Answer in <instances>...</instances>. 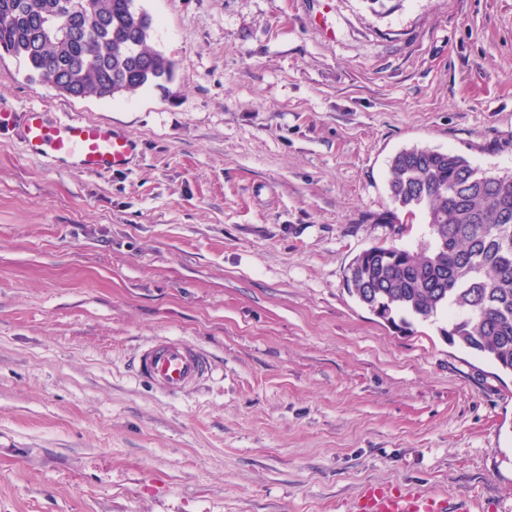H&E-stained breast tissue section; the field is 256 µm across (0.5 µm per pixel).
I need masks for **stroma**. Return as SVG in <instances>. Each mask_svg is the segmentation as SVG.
I'll use <instances>...</instances> for the list:
<instances>
[{"mask_svg":"<svg viewBox=\"0 0 512 512\" xmlns=\"http://www.w3.org/2000/svg\"><path fill=\"white\" fill-rule=\"evenodd\" d=\"M142 4L163 86L72 98L0 52V512H351L371 483L512 512V375L345 281L428 235L400 150L512 171V0ZM32 109L112 124L131 163L27 155ZM161 336L209 379L138 378ZM135 370L156 389L177 395L209 376L211 365L207 355L195 344L162 337L141 350Z\"/></svg>","mask_w":512,"mask_h":512,"instance_id":"obj_1","label":"stroma"}]
</instances>
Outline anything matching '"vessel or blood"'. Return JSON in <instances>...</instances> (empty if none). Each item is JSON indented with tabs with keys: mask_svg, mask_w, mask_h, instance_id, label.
Returning a JSON list of instances; mask_svg holds the SVG:
<instances>
[{
	"mask_svg": "<svg viewBox=\"0 0 512 512\" xmlns=\"http://www.w3.org/2000/svg\"><path fill=\"white\" fill-rule=\"evenodd\" d=\"M23 143L29 154L50 155L86 174H108L126 168L134 153L132 142L110 124L76 119L48 122L43 112L24 115ZM137 375L156 389L176 395L211 373L210 361L195 344L162 337L138 354ZM441 499L409 495L389 484L367 485L353 512H443Z\"/></svg>",
	"mask_w": 512,
	"mask_h": 512,
	"instance_id": "obj_1",
	"label": "vessel or blood"
}]
</instances>
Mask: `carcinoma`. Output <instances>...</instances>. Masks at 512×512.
I'll return each mask as SVG.
<instances>
[{"instance_id":"obj_1","label":"carcinoma","mask_w":512,"mask_h":512,"mask_svg":"<svg viewBox=\"0 0 512 512\" xmlns=\"http://www.w3.org/2000/svg\"><path fill=\"white\" fill-rule=\"evenodd\" d=\"M140 0H0V50L29 77L74 98L113 99L172 76L149 47L153 18ZM390 196L421 214L415 250L371 246L349 264V291L395 325L436 322L459 345L512 373V173L490 175L453 151L405 148L390 162Z\"/></svg>"}]
</instances>
